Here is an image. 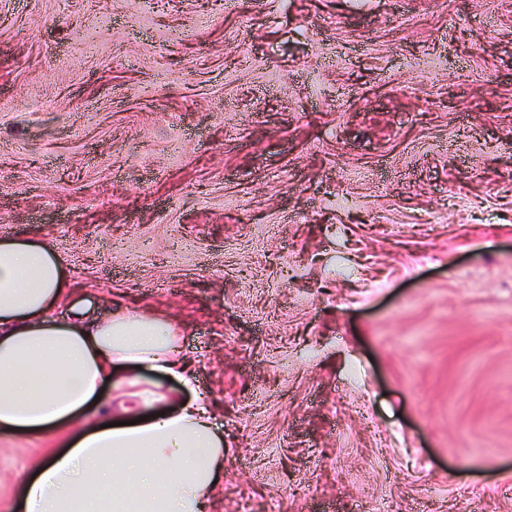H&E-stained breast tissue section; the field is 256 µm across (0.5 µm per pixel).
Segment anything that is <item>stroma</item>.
<instances>
[{"mask_svg":"<svg viewBox=\"0 0 512 512\" xmlns=\"http://www.w3.org/2000/svg\"><path fill=\"white\" fill-rule=\"evenodd\" d=\"M6 236L183 324L211 512H512V0H0Z\"/></svg>","mask_w":512,"mask_h":512,"instance_id":"35a3bbf8","label":"stroma"}]
</instances>
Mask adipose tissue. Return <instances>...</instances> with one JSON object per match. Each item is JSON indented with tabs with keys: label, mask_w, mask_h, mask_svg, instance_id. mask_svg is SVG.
Segmentation results:
<instances>
[{
	"label": "adipose tissue",
	"mask_w": 512,
	"mask_h": 512,
	"mask_svg": "<svg viewBox=\"0 0 512 512\" xmlns=\"http://www.w3.org/2000/svg\"><path fill=\"white\" fill-rule=\"evenodd\" d=\"M93 305L74 297L49 241L0 239V426L73 425L106 384L151 409L132 425L83 431L34 463L23 512H207L224 474V432L204 396L170 407L165 393L113 376L125 366L191 386L181 327L135 311L98 322Z\"/></svg>",
	"instance_id": "adipose-tissue-1"
}]
</instances>
